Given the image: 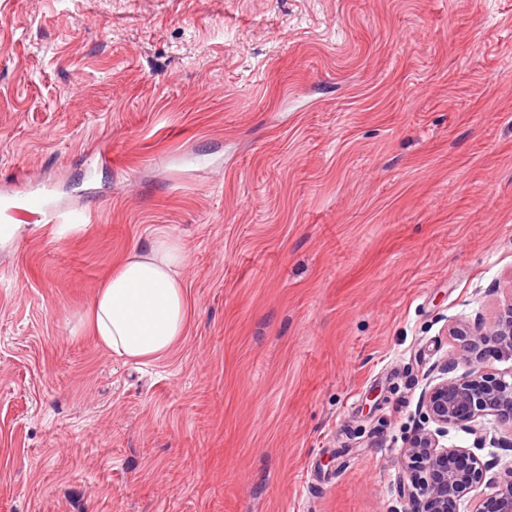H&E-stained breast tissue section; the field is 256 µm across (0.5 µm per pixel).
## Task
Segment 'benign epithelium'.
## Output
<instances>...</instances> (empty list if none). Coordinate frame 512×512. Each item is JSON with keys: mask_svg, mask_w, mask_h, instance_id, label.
<instances>
[{"mask_svg": "<svg viewBox=\"0 0 512 512\" xmlns=\"http://www.w3.org/2000/svg\"><path fill=\"white\" fill-rule=\"evenodd\" d=\"M453 358L432 378L420 397L426 426L406 440L399 455V512H512V464L509 479L492 470L496 464L476 454L487 441L482 421L488 417L512 431V371L490 367V360H512V294L485 322L460 319L448 329ZM435 428H428V424ZM451 429L474 436V449L441 444Z\"/></svg>", "mask_w": 512, "mask_h": 512, "instance_id": "obj_1", "label": "benign epithelium"}]
</instances>
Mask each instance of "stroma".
Masks as SVG:
<instances>
[{"instance_id":"obj_1","label":"stroma","mask_w":512,"mask_h":512,"mask_svg":"<svg viewBox=\"0 0 512 512\" xmlns=\"http://www.w3.org/2000/svg\"><path fill=\"white\" fill-rule=\"evenodd\" d=\"M4 203L0 512H391L512 286V0H0ZM158 229L188 327L137 364L83 320Z\"/></svg>"}]
</instances>
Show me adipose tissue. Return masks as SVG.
<instances>
[{"mask_svg": "<svg viewBox=\"0 0 512 512\" xmlns=\"http://www.w3.org/2000/svg\"><path fill=\"white\" fill-rule=\"evenodd\" d=\"M186 259L181 243L163 231L148 247L131 248L91 302L86 325L93 336L128 360L166 354L186 329Z\"/></svg>", "mask_w": 512, "mask_h": 512, "instance_id": "ef3b65f1", "label": "adipose tissue"}]
</instances>
